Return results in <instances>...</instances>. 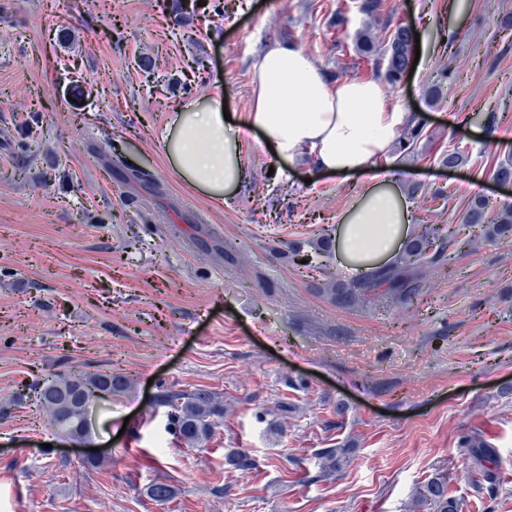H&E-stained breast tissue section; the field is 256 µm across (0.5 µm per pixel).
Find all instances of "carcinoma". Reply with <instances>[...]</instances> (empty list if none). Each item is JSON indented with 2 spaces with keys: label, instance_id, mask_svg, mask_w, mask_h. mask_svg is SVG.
Instances as JSON below:
<instances>
[{
  "label": "carcinoma",
  "instance_id": "1",
  "mask_svg": "<svg viewBox=\"0 0 512 512\" xmlns=\"http://www.w3.org/2000/svg\"><path fill=\"white\" fill-rule=\"evenodd\" d=\"M386 35L377 38L372 25L364 24L354 33V46L361 58L375 61V72L390 85L398 84L405 71L411 69L415 59L416 30L404 22H393L392 15L379 20ZM424 127L417 123L408 126L396 146L403 154L415 153L422 140ZM461 224L479 228L489 241L512 239V205L492 210L481 196L472 198L466 205ZM460 229H448L445 235L438 230H423L404 246L397 263L383 265L367 271L348 283H337L318 292L328 296L338 308L348 309L362 305L384 293L399 303H408L425 286L428 270L440 262L445 253H453L461 243ZM128 387V380L121 375L96 372L76 376L57 372L36 390V405L47 414L49 423L58 430L68 431L80 441L89 434L87 411L97 393L107 396L121 393ZM158 405L169 408V427L183 442L194 447L206 442L214 425L224 418V403L213 391L199 388L182 392L165 388L156 396ZM325 472H338L347 462V449L326 448L320 454ZM153 501L165 504L175 496L172 486L158 483L147 489ZM458 501L448 495V477L439 472L430 477L412 498V512H459Z\"/></svg>",
  "mask_w": 512,
  "mask_h": 512
}]
</instances>
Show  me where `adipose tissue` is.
I'll return each mask as SVG.
<instances>
[{
  "instance_id": "adipose-tissue-1",
  "label": "adipose tissue",
  "mask_w": 512,
  "mask_h": 512,
  "mask_svg": "<svg viewBox=\"0 0 512 512\" xmlns=\"http://www.w3.org/2000/svg\"><path fill=\"white\" fill-rule=\"evenodd\" d=\"M223 94L176 107L162 139L173 173L209 198L238 193L250 180L239 128L255 132L278 167L311 156L313 176H355L363 189L338 221L336 256L357 274L392 262L412 237L394 144L412 118L375 78L331 81L303 48L274 44L251 77V104L236 122L223 115Z\"/></svg>"
}]
</instances>
